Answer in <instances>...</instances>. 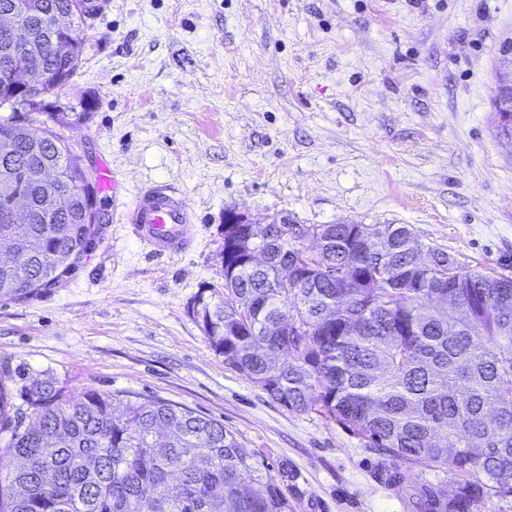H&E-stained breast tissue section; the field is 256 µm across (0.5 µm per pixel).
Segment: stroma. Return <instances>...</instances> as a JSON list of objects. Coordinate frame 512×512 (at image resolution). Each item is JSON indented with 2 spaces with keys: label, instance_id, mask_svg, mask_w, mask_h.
<instances>
[{
  "label": "stroma",
  "instance_id": "35a3bbf8",
  "mask_svg": "<svg viewBox=\"0 0 512 512\" xmlns=\"http://www.w3.org/2000/svg\"><path fill=\"white\" fill-rule=\"evenodd\" d=\"M60 105L64 129L130 203L163 182L196 213L187 253L155 258L99 201L101 232L41 297L0 301V365L53 374L70 398L156 397L223 423L291 512H410L401 488L456 475L368 447L225 366L187 306L224 282V215L257 223L405 224L423 248L512 277V138L494 101L512 0H106Z\"/></svg>",
  "mask_w": 512,
  "mask_h": 512
}]
</instances>
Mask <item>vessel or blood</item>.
Segmentation results:
<instances>
[{"label": "vessel or blood", "instance_id": "obj_1", "mask_svg": "<svg viewBox=\"0 0 512 512\" xmlns=\"http://www.w3.org/2000/svg\"><path fill=\"white\" fill-rule=\"evenodd\" d=\"M119 221L129 225L132 235L157 257L181 255L195 239L192 209L165 183L141 187Z\"/></svg>", "mask_w": 512, "mask_h": 512}]
</instances>
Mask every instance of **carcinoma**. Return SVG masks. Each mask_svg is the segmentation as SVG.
<instances>
[{"mask_svg": "<svg viewBox=\"0 0 512 512\" xmlns=\"http://www.w3.org/2000/svg\"><path fill=\"white\" fill-rule=\"evenodd\" d=\"M79 11L73 45L52 50L50 20ZM36 37L34 81L0 115V300L26 302L76 269L96 239L94 183L58 129L82 125L93 102L49 101L83 54L84 0H0ZM499 133L512 137V77L501 76ZM26 194L25 224L3 223L11 193ZM64 207L56 208L58 201ZM219 252L224 287L200 293L189 313L224 365L291 411L319 412L389 455L441 464L461 481L413 488V512H470L512 495V278L483 274L429 250L406 224L264 225L266 261ZM295 275L281 280L283 264ZM453 294L463 315L430 301ZM0 368V512H289L278 476L263 474L224 424L152 397L129 396L114 414L97 390L67 399L49 373L14 403Z\"/></svg>", "mask_w": 512, "mask_h": 512, "instance_id": "obj_1", "label": "carcinoma"}]
</instances>
